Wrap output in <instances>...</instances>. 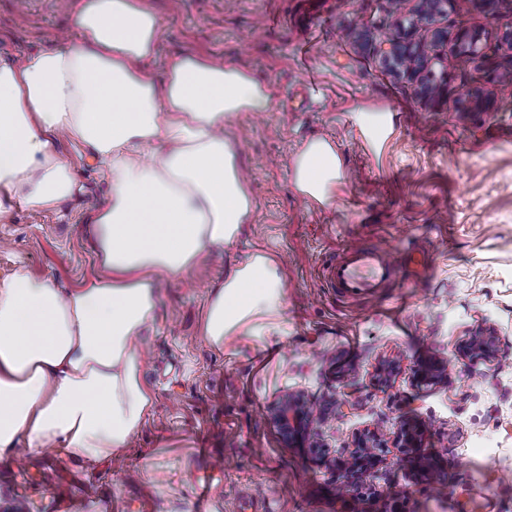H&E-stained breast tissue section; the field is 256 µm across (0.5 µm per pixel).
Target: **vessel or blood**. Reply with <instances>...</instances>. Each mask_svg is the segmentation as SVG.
I'll return each mask as SVG.
<instances>
[{
  "label": "vessel or blood",
  "instance_id": "obj_1",
  "mask_svg": "<svg viewBox=\"0 0 512 512\" xmlns=\"http://www.w3.org/2000/svg\"><path fill=\"white\" fill-rule=\"evenodd\" d=\"M405 264L410 265L413 276L418 277L423 275L427 260L409 254L399 261L385 248L352 245L326 259L324 284L341 298L378 296L384 288L399 280L401 267Z\"/></svg>",
  "mask_w": 512,
  "mask_h": 512
}]
</instances>
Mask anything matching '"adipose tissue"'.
I'll return each instance as SVG.
<instances>
[{
  "label": "adipose tissue",
  "mask_w": 512,
  "mask_h": 512,
  "mask_svg": "<svg viewBox=\"0 0 512 512\" xmlns=\"http://www.w3.org/2000/svg\"><path fill=\"white\" fill-rule=\"evenodd\" d=\"M70 19L65 47L0 62V223L14 205L55 211L79 196L54 139L89 146L110 185L87 227L102 273L64 290L19 261L0 279V459L20 443L91 463L125 451L154 408L139 344L161 281L192 273L252 210L224 127L272 104L254 74L204 54L171 55L157 77L150 0H73ZM340 177L326 140L295 159L311 203L329 204ZM284 304L277 261L253 253L210 293L201 334L219 349L268 335Z\"/></svg>",
  "instance_id": "obj_1"
}]
</instances>
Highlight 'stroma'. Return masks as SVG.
I'll use <instances>...</instances> for the list:
<instances>
[{
  "label": "stroma",
  "mask_w": 512,
  "mask_h": 512,
  "mask_svg": "<svg viewBox=\"0 0 512 512\" xmlns=\"http://www.w3.org/2000/svg\"><path fill=\"white\" fill-rule=\"evenodd\" d=\"M164 38L150 67L163 76L179 52L235 63L273 93L266 112L234 116L225 132L253 199L236 240L179 284H162L143 334L145 379L155 408L120 460L90 463L54 448L17 449L0 461V512H512V0H448L423 78L443 81L425 99L417 82L383 62L376 24L388 0H153ZM477 42L462 51L457 38ZM63 0H0V59L66 45ZM390 111L393 128L372 146L352 110ZM332 142L342 165L331 205L308 203L293 185L294 159L312 139ZM84 186L59 213L17 207L0 224V276L15 259L61 288L98 272L83 233L108 186L86 147L60 138ZM356 243L425 254L407 287L363 303L322 286L326 256ZM277 256L284 312L266 336H229L223 349L200 334L212 288L256 249ZM498 359L458 354L486 328ZM436 356L446 379L416 386ZM358 393L345 414L314 424L313 445L289 446L266 422L283 392L315 405ZM426 431L440 481L393 443L400 420ZM378 431L367 503L336 494L332 459Z\"/></svg>",
  "instance_id": "1"
}]
</instances>
